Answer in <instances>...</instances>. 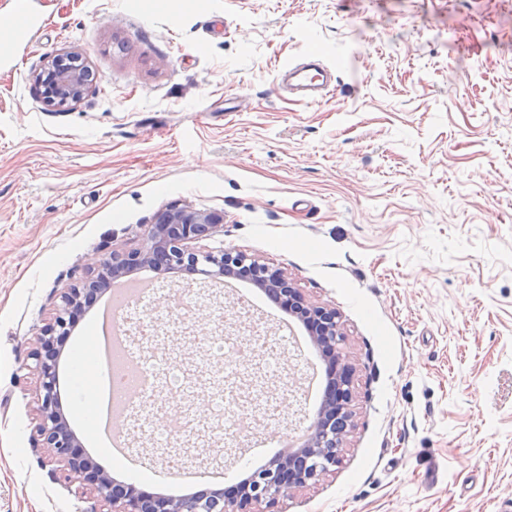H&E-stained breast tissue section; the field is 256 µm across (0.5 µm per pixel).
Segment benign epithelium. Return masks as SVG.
I'll use <instances>...</instances> for the list:
<instances>
[{"mask_svg":"<svg viewBox=\"0 0 512 512\" xmlns=\"http://www.w3.org/2000/svg\"><path fill=\"white\" fill-rule=\"evenodd\" d=\"M77 55L64 51L34 73L41 102L68 109L86 95L85 71L67 64ZM224 233V213L176 205L160 213L149 225L139 246L94 254L87 259L88 276L80 286L61 295L53 319L44 324L31 351L38 375L36 444L61 467L80 499H91L90 512H255L262 503L272 507L279 499L314 484L341 461L343 444L354 427V366L344 347L347 335L335 308L308 299L284 270L233 247L219 253L202 252L195 244ZM151 265L161 273L180 271L221 279L237 275L260 288H269L289 314L307 325L311 345L328 365V390L323 407L308 427L303 444L288 457L253 474L233 491L170 499L142 491L119 490L110 476L90 466L76 451L80 442L58 407L57 358L53 344L69 333L73 315L86 307L91 288H103L113 278L135 267Z\"/></svg>","mask_w":512,"mask_h":512,"instance_id":"benign-epithelium-1","label":"benign epithelium"}]
</instances>
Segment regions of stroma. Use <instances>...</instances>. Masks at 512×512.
<instances>
[{
	"instance_id": "obj_1",
	"label": "stroma",
	"mask_w": 512,
	"mask_h": 512,
	"mask_svg": "<svg viewBox=\"0 0 512 512\" xmlns=\"http://www.w3.org/2000/svg\"><path fill=\"white\" fill-rule=\"evenodd\" d=\"M38 31L0 56V512H89L34 446L30 353L95 252L132 248L171 205L224 214L203 251L285 270L348 334L356 427L340 464L278 512H500L512 501V0H31ZM65 49L97 74L48 109L31 75ZM307 53L335 68L320 104L278 72ZM130 344L157 375L154 426L118 467L148 492L262 466L312 423L304 332L254 289L159 275ZM201 298L175 322L168 294ZM258 330L266 349L211 357L205 337ZM224 396L223 412L211 401ZM257 423L235 433L240 413Z\"/></svg>"
}]
</instances>
